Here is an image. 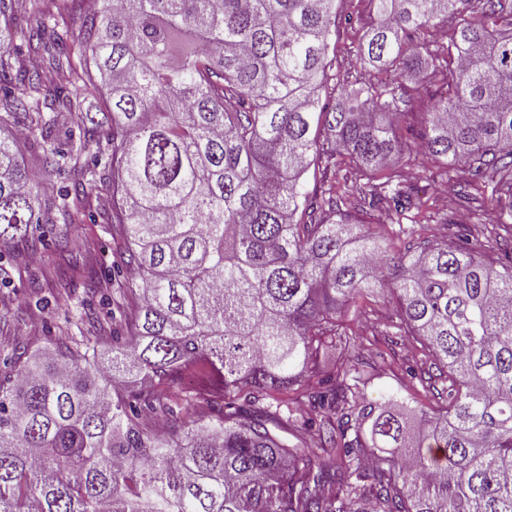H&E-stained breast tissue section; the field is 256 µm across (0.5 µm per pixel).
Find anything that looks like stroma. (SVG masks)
Masks as SVG:
<instances>
[{
	"mask_svg": "<svg viewBox=\"0 0 512 512\" xmlns=\"http://www.w3.org/2000/svg\"><path fill=\"white\" fill-rule=\"evenodd\" d=\"M338 14L336 35L329 48L331 75L339 81L350 75L362 85L389 83L399 99L401 126L421 128L436 91L430 81L435 66L432 58L426 54L421 57L423 87L409 89L407 79L373 68L358 54L369 21L367 0H340ZM395 165L402 173L404 186L423 202L415 217L416 234L411 239L399 233L391 213L363 206L361 199L369 185L361 169L346 163L336 170L337 182L349 190L348 209L362 218L365 230L380 236L388 257H398L412 241L450 239L448 227L452 224L463 225L469 240L481 244L484 255L495 254L496 243L490 230L512 203L500 198L494 174L475 182L460 165L451 176H442L441 164L412 140L396 156ZM111 205L108 194H91L79 221L71 224L60 218L56 223L41 225L37 258L23 264L8 256L0 258V361L17 350L33 354L64 346L74 336L108 342L123 335L110 287L114 244L103 222ZM62 234L68 237L74 261L95 267L98 277L94 286H87L79 278L64 288L51 285L50 273L59 259L55 243ZM396 310L395 297L386 291L366 292L345 304L336 315V331L355 338L360 347L336 348L323 369L334 370L337 363L361 355L368 364L364 391L368 401L382 403L397 393L433 407L431 394L409 374L410 369L422 365L420 351L409 341L394 344L376 337L379 330L394 322Z\"/></svg>",
	"mask_w": 512,
	"mask_h": 512,
	"instance_id": "1",
	"label": "stroma"
}]
</instances>
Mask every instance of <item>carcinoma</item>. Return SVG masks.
I'll return each mask as SVG.
<instances>
[{
	"label": "carcinoma",
	"instance_id": "carcinoma-1",
	"mask_svg": "<svg viewBox=\"0 0 512 512\" xmlns=\"http://www.w3.org/2000/svg\"><path fill=\"white\" fill-rule=\"evenodd\" d=\"M337 0H41L33 26L0 0V112L44 143L37 173L0 138V251L29 243L54 212L112 196V279L129 340L98 364L89 342L15 354L0 374V512H512V259L495 266L464 243L424 244L389 261L336 200L303 190L336 149L377 177L369 206L414 207L391 167L402 150L398 102L380 84L321 102ZM360 55L413 78L408 40L454 24L455 66L419 131L436 160L502 173L512 199V0H368ZM83 17L72 58L70 19ZM17 34L22 45L5 39ZM61 78L42 88L45 54ZM92 96L112 114L87 116ZM323 131V137L312 130ZM105 141L104 165L83 162ZM71 180L59 200L45 185ZM61 286L96 271L57 241ZM390 288L397 329L436 361L419 381L436 399L409 433L401 413L365 399L364 372L320 374L336 312ZM211 372L219 406L199 415L189 374ZM296 393L291 400L277 394ZM316 429L314 448L282 434Z\"/></svg>",
	"mask_w": 512,
	"mask_h": 512
}]
</instances>
